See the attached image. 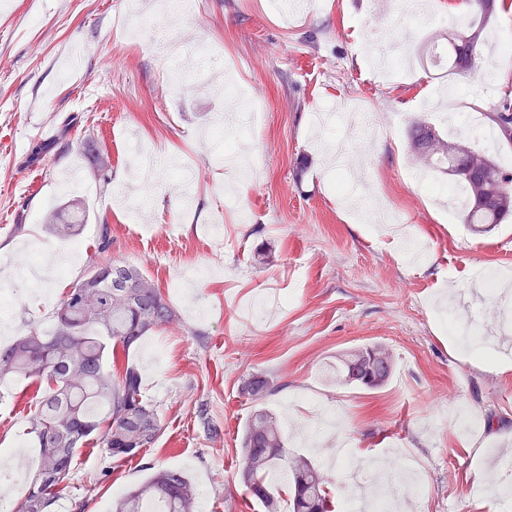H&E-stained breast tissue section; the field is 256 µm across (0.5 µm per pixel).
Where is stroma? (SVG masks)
Instances as JSON below:
<instances>
[{
    "mask_svg": "<svg viewBox=\"0 0 512 512\" xmlns=\"http://www.w3.org/2000/svg\"><path fill=\"white\" fill-rule=\"evenodd\" d=\"M0 0V346L29 328L48 330L53 311L87 269L102 225L113 260L137 265L179 316L125 360L142 375L161 431L152 448L114 461L95 443L80 448L54 512H111L113 499L149 468L185 471L210 512H261L237 472L240 437L253 410L242 379L267 375L264 402L289 452L328 476L333 505L355 480L379 470L418 469L424 491L403 512H512L489 485L495 456L512 457V348L469 350L442 319L449 298L470 293L480 271L512 285V218L476 235L444 197L448 175L414 159V117L447 129L433 109L449 92L451 113L480 124L512 89V58L485 53L467 76L420 65L416 46L465 24L472 0H427L426 15L402 0H309L300 14L281 0ZM187 45L213 49L208 76L195 58L155 46L168 27ZM408 38L403 57L378 68L363 52L368 31ZM187 79L169 82L172 66ZM244 90L257 124L244 130L241 182L224 161L235 134L215 139L229 99ZM94 136L112 162L103 188L80 150ZM349 141L382 220L339 203L328 146ZM47 143L46 157L32 148ZM82 199L90 220L75 243L49 233L52 207ZM269 265H253L256 248ZM68 252L67 277L29 291L26 252ZM382 343L395 354L380 389L331 383L342 352ZM40 394L29 379L0 385V452L35 472L26 431ZM208 418L200 420L199 406ZM221 427L213 440L208 424ZM484 448L474 457L472 441Z\"/></svg>",
    "mask_w": 512,
    "mask_h": 512,
    "instance_id": "stroma-1",
    "label": "stroma"
}]
</instances>
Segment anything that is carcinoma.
Here are the masks:
<instances>
[{
	"label": "carcinoma",
	"instance_id": "cac0c4a2",
	"mask_svg": "<svg viewBox=\"0 0 512 512\" xmlns=\"http://www.w3.org/2000/svg\"><path fill=\"white\" fill-rule=\"evenodd\" d=\"M475 5L467 25L436 35L426 45L428 51L448 45L450 75L471 72L482 57L496 0H475ZM488 118L512 144V98L503 97ZM409 140L416 159L448 173L466 193L463 223L480 233L512 215V176L491 156L421 118L411 124ZM82 152L93 169L107 176L110 157L95 140L86 139ZM88 220L84 201L73 198L50 212L44 224L57 239L71 241ZM178 320L161 288L142 269L93 257L55 312L50 334L34 329L0 348V382L34 378L44 385L27 417L39 464L18 512H49L58 490L71 479L76 451L91 440L116 461L152 447L161 426L156 410L143 398L138 369L128 365L115 377L106 362L114 346L127 352L146 334ZM395 364L393 351L384 344L352 348L338 359L336 384L380 388ZM273 391L265 375H253L241 385L242 395L255 406L240 438V478L246 492L264 512H278V487L268 476L284 466L293 477L292 512H331L324 472L309 458L288 452L280 420L262 407ZM112 512H197V490L184 471L156 469L113 502Z\"/></svg>",
	"mask_w": 512,
	"mask_h": 512
}]
</instances>
